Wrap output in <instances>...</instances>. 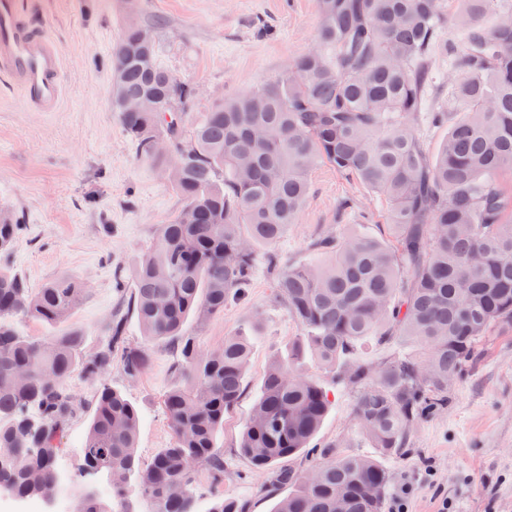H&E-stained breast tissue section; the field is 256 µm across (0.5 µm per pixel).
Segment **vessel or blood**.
<instances>
[{"label":"vessel or blood","instance_id":"vessel-or-blood-1","mask_svg":"<svg viewBox=\"0 0 512 512\" xmlns=\"http://www.w3.org/2000/svg\"><path fill=\"white\" fill-rule=\"evenodd\" d=\"M42 0H0V79L30 107L52 112L63 92L61 55L40 21Z\"/></svg>","mask_w":512,"mask_h":512}]
</instances>
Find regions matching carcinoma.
<instances>
[{"label":"carcinoma","instance_id":"carcinoma-1","mask_svg":"<svg viewBox=\"0 0 512 512\" xmlns=\"http://www.w3.org/2000/svg\"><path fill=\"white\" fill-rule=\"evenodd\" d=\"M458 38L443 36V0H317L315 47L278 79L210 107L190 123L195 91L158 60V26L142 23L113 51L112 112L140 159L170 169L183 208L147 253L112 278L118 303L99 348L81 353L78 336L34 341L9 320H66L85 287L58 279L34 291L0 270V486L17 500L57 493L55 461L81 405L74 372L96 382L118 358L137 378L153 361L128 342L132 309L149 342L178 340V382L163 399L172 442L146 467L136 441L141 418L121 391L100 385L83 443L84 468L112 479V502L90 492L76 512H200L199 469L224 483L217 445L224 416L245 391L250 340L227 336L203 350L184 333L224 312L259 262L275 280V300L301 336L272 355L246 420L240 452L253 469L289 486L274 512H384L389 473L376 461L343 455L337 444L303 473L282 468L314 450L330 410L328 391L303 367L341 368L357 385L353 416L385 455L407 451L412 427L448 405V388L492 330L512 326V15L483 20L488 0H457ZM448 57L454 96L429 113L448 125L435 155L415 134L429 90L432 56ZM142 98L152 112H129ZM168 141L161 155L157 140ZM326 162L390 207L393 240L325 235L310 247L321 263L289 264L275 246L310 192L309 174ZM21 231L0 209V252ZM405 338L409 357L377 366L351 360L367 339ZM206 512H247L218 497Z\"/></svg>","mask_w":512,"mask_h":512}]
</instances>
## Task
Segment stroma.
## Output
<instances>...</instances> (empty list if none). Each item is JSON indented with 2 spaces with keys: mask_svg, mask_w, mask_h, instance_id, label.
<instances>
[{
  "mask_svg": "<svg viewBox=\"0 0 512 512\" xmlns=\"http://www.w3.org/2000/svg\"><path fill=\"white\" fill-rule=\"evenodd\" d=\"M44 10L62 57L64 93L57 111L39 112L0 82V207L15 210L22 223L12 248L0 254V268L32 289L62 278L82 283L86 292L65 322L18 316L13 326L33 340L78 334L87 353L104 337L116 305L114 266H132L182 208L165 170L137 156L112 114L110 59L130 22H160L158 58L195 88L199 113L280 77L315 45L320 17L316 0H45ZM309 181L297 223L277 244L288 262H317L311 240L342 226L390 239V208L381 197L326 163ZM273 289L272 276L258 268L244 299L204 327L185 326L206 350L237 333L254 338L245 392L218 436L224 483L213 486L204 471L196 478L204 507L221 493L248 500L249 512H273L283 496L239 451L271 355L301 334L274 302ZM152 352V365L138 378L117 364L103 375L140 413L137 454L144 464L171 443L162 401L177 380L169 342L153 344ZM307 371L332 402L316 446L338 441L343 454L378 459L390 474L391 495L410 487L406 512H512V327L493 331L478 360L453 382L447 408L415 424L408 452L398 457L380 455L361 434L352 414L355 386L312 363ZM89 421L86 414L72 421L56 460L62 490L55 512H70L81 490L112 499L105 476L82 471Z\"/></svg>",
  "mask_w": 512,
  "mask_h": 512,
  "instance_id": "obj_1",
  "label": "stroma"
}]
</instances>
